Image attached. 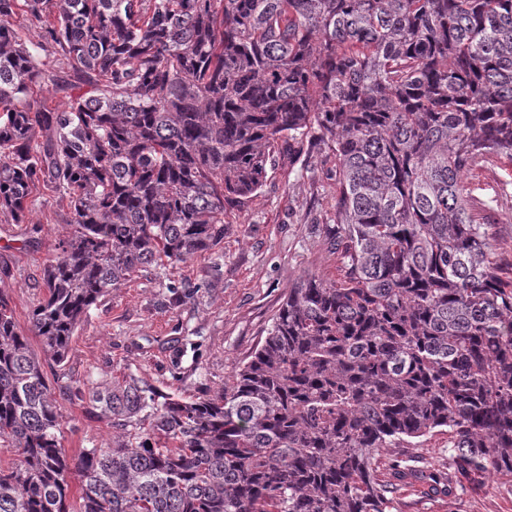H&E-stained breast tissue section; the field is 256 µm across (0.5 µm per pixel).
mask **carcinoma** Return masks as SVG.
<instances>
[{"label":"carcinoma","mask_w":512,"mask_h":512,"mask_svg":"<svg viewBox=\"0 0 512 512\" xmlns=\"http://www.w3.org/2000/svg\"><path fill=\"white\" fill-rule=\"evenodd\" d=\"M313 137L341 274L291 289L216 395L91 391L112 446L74 460L0 296V512H392L375 458L436 430L435 487L512 473V268L464 185L512 162V0H0V214L24 223L43 184L74 227L30 317L58 363L100 298L218 246L275 145Z\"/></svg>","instance_id":"carcinoma-1"}]
</instances>
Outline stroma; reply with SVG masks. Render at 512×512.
<instances>
[{
	"mask_svg": "<svg viewBox=\"0 0 512 512\" xmlns=\"http://www.w3.org/2000/svg\"><path fill=\"white\" fill-rule=\"evenodd\" d=\"M278 156L261 190L225 215L217 248L175 266L143 268L101 298L61 364L44 355L29 311L44 294V269L57 256L59 239L71 230L69 210L46 187L35 192L26 223L0 220V293L10 300L19 332L42 356L62 417L59 442L69 456L112 441L88 404V388L131 375L187 399L214 393L264 338L291 288L308 275H335L336 157L315 144L292 155L284 143ZM464 182L496 260L512 265V164L477 161ZM173 281L186 287L181 300L168 290ZM377 466L385 480L411 466L447 470L448 435L388 449ZM395 506L397 512H512V474L482 476L445 494L407 484Z\"/></svg>",
	"mask_w": 512,
	"mask_h": 512,
	"instance_id": "stroma-1",
	"label": "stroma"
}]
</instances>
